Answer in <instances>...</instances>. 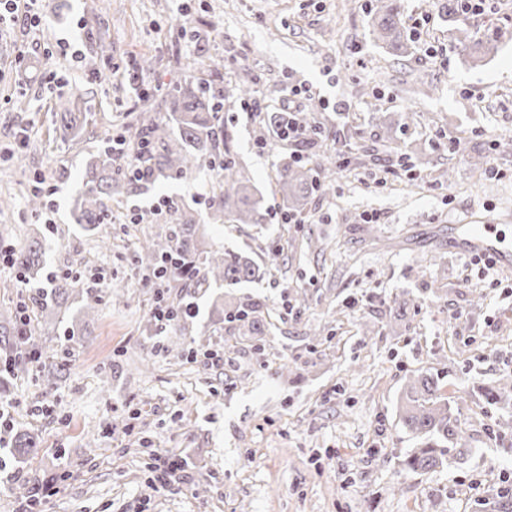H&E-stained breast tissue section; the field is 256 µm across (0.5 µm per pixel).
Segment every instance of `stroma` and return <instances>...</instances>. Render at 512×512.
<instances>
[{
  "label": "stroma",
  "mask_w": 512,
  "mask_h": 512,
  "mask_svg": "<svg viewBox=\"0 0 512 512\" xmlns=\"http://www.w3.org/2000/svg\"><path fill=\"white\" fill-rule=\"evenodd\" d=\"M377 3L48 0L43 26L19 22L0 36V195L14 200L0 213V241L23 246L38 235L47 270L70 271L81 255L83 276L110 287L78 336L66 315L30 307L49 357L0 376V400L12 406L0 433V512L61 474L45 512H478L512 477V398L487 394L512 379V275L461 253L448 231L493 222L512 245V0L466 17L472 35L508 32L477 67L456 46L448 0H405L407 56L370 34ZM102 40L111 57L98 54ZM21 43L30 47L22 60ZM191 55L248 70L264 112H303L329 134L297 145L264 112L227 100L226 146L251 184L269 189L282 160L306 163L330 146L336 192L313 194L291 224L276 210L259 228L207 224V245L250 254L268 272L239 288L175 290L197 314L159 330L148 326L153 291L139 286L131 253L134 236L165 235L167 217L130 225L126 216L166 199L204 213L208 174L132 193L93 235L74 224L70 203L103 139L160 103L182 79L176 59ZM142 58L153 69L135 91L121 73ZM288 78L305 97L288 101ZM76 96L93 115L82 141L65 143L53 112ZM417 147L428 169L411 167ZM444 169L451 182L439 180ZM42 176L53 187L51 221L36 225L25 197ZM398 295L406 314L396 320ZM219 297L260 303L263 333L220 322ZM193 341L223 354V365L187 356ZM421 372L453 397L474 449L428 474L403 470L417 442L395 412L401 387ZM20 435L37 441L26 460L8 451ZM171 452L188 466L163 490L151 466Z\"/></svg>",
  "instance_id": "obj_1"
}]
</instances>
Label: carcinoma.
I'll list each match as a JSON object with an SVG mask.
<instances>
[{
	"mask_svg": "<svg viewBox=\"0 0 512 512\" xmlns=\"http://www.w3.org/2000/svg\"><path fill=\"white\" fill-rule=\"evenodd\" d=\"M404 0H379L369 21L375 39L397 52L411 49L413 38L403 21ZM458 43L472 65L477 66L497 49L502 29L492 35L476 39L465 28L458 29ZM184 80L169 87L164 96V110H145L124 128L122 136L133 147L127 156L112 152V142L105 143L85 168L81 190L73 197L71 215L77 224L96 229L110 223L107 201H115L143 187L147 182L180 180L201 170L210 172V190L205 202L210 219L216 223L259 224L269 214L270 205L264 196L257 195L247 185L238 170L235 159L224 144V102L226 97L251 101L255 97L254 78L246 70L228 81L229 89L213 87L197 79L199 62H187ZM74 112L70 101H60L55 113V124L65 142L80 141L87 123V110ZM270 123L279 129L297 126L305 131L307 141L313 143L323 137L320 126L298 112H272ZM335 157L326 150L317 153L312 166L295 160L277 167L270 194L280 213H299L308 198L317 192L329 194L332 180L314 179L313 169L333 175ZM170 233L163 240L137 239L135 268L142 275L155 276L161 264L167 272L158 282L169 293L172 288H186L192 283L222 282L233 288L243 283L263 279L266 271L252 258L242 253L202 248L199 220L192 210L169 208ZM14 263L28 273L21 281L24 286L37 289L38 305L48 310L70 308L71 300L79 297L85 315L92 316L102 301L101 289L83 285L76 277H67L43 287L36 281L45 263V249L40 240H31L12 254ZM225 318L248 330H257L264 323L261 306L246 299L227 310ZM19 312L0 311V334L11 336L19 331ZM23 343L34 356L47 357V352L36 342L34 333L25 336ZM12 341L5 349L9 357L22 343ZM399 419L405 431L419 442L410 449L402 462L404 469L427 473L448 463L456 454L469 452L461 441L466 430L454 413L448 396L432 377L418 374L409 378L399 397Z\"/></svg>",
	"mask_w": 512,
	"mask_h": 512,
	"instance_id": "1",
	"label": "carcinoma"
}]
</instances>
